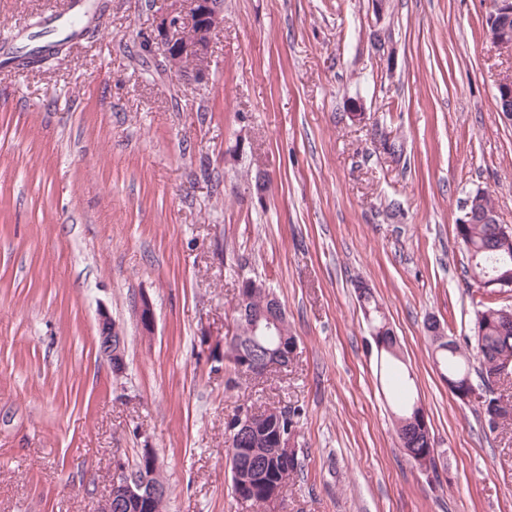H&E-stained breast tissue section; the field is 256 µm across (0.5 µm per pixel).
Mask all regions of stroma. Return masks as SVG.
<instances>
[{
  "mask_svg": "<svg viewBox=\"0 0 512 512\" xmlns=\"http://www.w3.org/2000/svg\"><path fill=\"white\" fill-rule=\"evenodd\" d=\"M373 2L224 0L192 85L140 48L164 0L81 13L102 35L48 68L0 63V512H92L115 460L144 448L165 512H260L234 496L225 447L246 405L301 411L283 512H512V424L489 432L448 390L424 330L436 318L463 346L480 304L512 306L466 278L455 231L479 189L512 226V124L494 98L512 56L484 34L489 0H388L381 16ZM243 274L276 291L298 339L258 382L211 357L236 333ZM360 281L401 344L397 375L377 368ZM102 308L127 337L120 377L98 349ZM399 394L426 410L436 475L397 445ZM134 307L141 332L149 336L153 333L155 324V313L150 298L146 295L138 296Z\"/></svg>",
  "mask_w": 512,
  "mask_h": 512,
  "instance_id": "35a3bbf8",
  "label": "stroma"
}]
</instances>
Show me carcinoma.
Here are the masks:
<instances>
[{
    "instance_id": "obj_1",
    "label": "carcinoma",
    "mask_w": 512,
    "mask_h": 512,
    "mask_svg": "<svg viewBox=\"0 0 512 512\" xmlns=\"http://www.w3.org/2000/svg\"><path fill=\"white\" fill-rule=\"evenodd\" d=\"M41 49L20 51L13 57L16 66L21 69L41 68L49 58L40 56ZM456 237L466 258L467 268L471 278L476 280L487 275H509L512 273V246L502 247L493 243L495 227L492 224H457ZM359 300L368 322L370 333H378L387 326L385 316L380 310L378 301L371 289L358 284ZM502 306L483 305L475 310L473 339L474 345L469 350L455 346L453 350L445 348V344L437 342L435 336H429L432 345L433 362L438 365L446 379L456 383L451 391L458 395L464 389L466 379L477 376V387L480 393L497 377L504 362H512V320H506ZM237 326L242 332L233 336L224 345V357L234 366L236 374L246 373L243 365L251 355L259 354L251 336L245 329L241 316H236ZM297 346V338L290 330L288 322H283L282 334L269 343V347L281 354L291 352ZM478 411L483 417L485 427L495 431L512 420V397L491 395L477 403ZM260 437L251 446L238 448L231 461L232 491L238 496L243 491L253 499V505L265 509L270 493L276 489H284L288 484L285 472H295L301 467L300 459H295L283 466L280 458L273 454L267 437L276 431L280 422L274 414H269L264 420L256 422ZM427 426L422 410L414 404H405L395 413V428L405 455L421 465V459L430 455L433 444L429 441V433L424 431ZM258 464L261 471L256 472L252 464Z\"/></svg>"
}]
</instances>
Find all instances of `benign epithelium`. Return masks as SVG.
I'll use <instances>...</instances> for the list:
<instances>
[{
    "instance_id": "obj_1",
    "label": "benign epithelium",
    "mask_w": 512,
    "mask_h": 512,
    "mask_svg": "<svg viewBox=\"0 0 512 512\" xmlns=\"http://www.w3.org/2000/svg\"><path fill=\"white\" fill-rule=\"evenodd\" d=\"M224 4L222 0H166V7L156 21L155 40L171 72L185 84L199 83L206 78L203 68L183 70L179 61L186 56L207 59L210 56L213 36L223 27ZM485 33L492 45L500 50L512 52V0H491L485 18ZM497 112L500 118L512 124V76L503 78L497 86ZM483 290L494 293H511L512 279L496 277L477 282ZM135 313L141 332L148 336L153 333L155 313L149 297L138 296ZM281 323L276 313L260 314L247 324L252 335H272L278 332ZM97 332L101 354L109 361L112 371L120 375L126 369L124 339L121 327L112 320L108 310L101 308L97 317ZM259 412L244 407L230 419L231 428L228 446L245 447L256 435L255 422ZM281 461L297 453L294 446V431L287 428L272 437ZM156 456L152 448L145 449L141 457V470L138 478L130 474L120 460L115 461L113 476L107 495L97 503L93 512H141L150 508L153 500L160 495H168V486L161 473L147 468V463Z\"/></svg>"
}]
</instances>
